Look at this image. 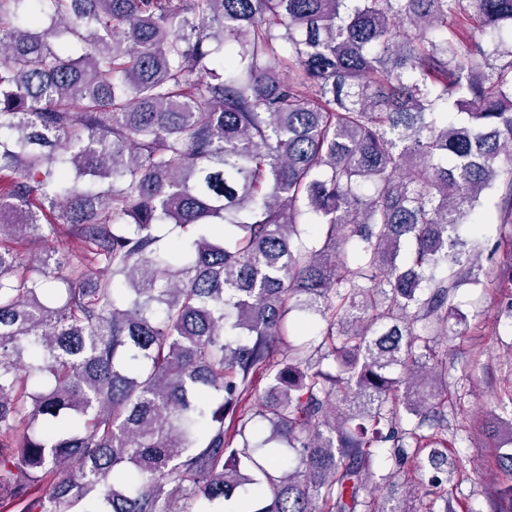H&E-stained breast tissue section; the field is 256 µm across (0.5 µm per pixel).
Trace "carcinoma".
<instances>
[{"mask_svg": "<svg viewBox=\"0 0 512 512\" xmlns=\"http://www.w3.org/2000/svg\"><path fill=\"white\" fill-rule=\"evenodd\" d=\"M182 2L0 0V238L84 243L0 249V512H402L512 281V0ZM483 429L512 477V378ZM50 246L57 250H75L79 248L80 242L74 239L67 231L65 226H60L57 234L49 240L48 244L41 243L37 240L21 239V238H10L5 237L0 239V247L5 250H10L23 255V257H29L40 250L44 251V248ZM431 468L426 457L417 462L408 463L401 474L399 483L404 494L401 506L410 512H426L428 498L424 495L425 485Z\"/></svg>", "mask_w": 512, "mask_h": 512, "instance_id": "cac0c4a2", "label": "carcinoma"}]
</instances>
